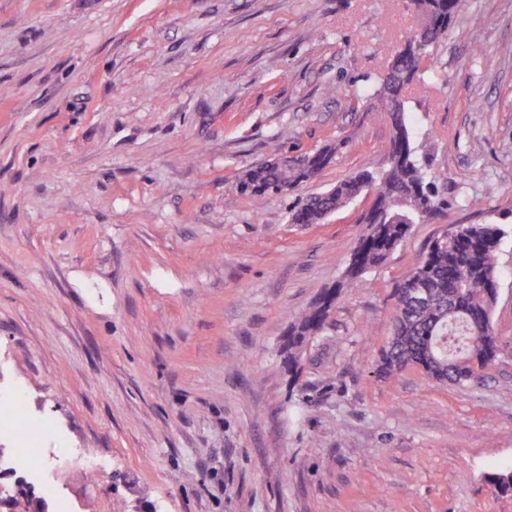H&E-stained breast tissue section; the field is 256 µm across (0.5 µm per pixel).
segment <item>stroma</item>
Masks as SVG:
<instances>
[{"instance_id": "1", "label": "stroma", "mask_w": 512, "mask_h": 512, "mask_svg": "<svg viewBox=\"0 0 512 512\" xmlns=\"http://www.w3.org/2000/svg\"><path fill=\"white\" fill-rule=\"evenodd\" d=\"M408 88L448 207L337 300L366 191L318 224L298 197L385 165L386 113L355 108L415 28L404 0H0V394L52 430L33 472L0 431V484L48 512H512V0H463ZM345 140L262 207L239 175ZM496 224L499 353L450 386L382 377L393 288L430 242ZM81 448L102 472L65 462Z\"/></svg>"}]
</instances>
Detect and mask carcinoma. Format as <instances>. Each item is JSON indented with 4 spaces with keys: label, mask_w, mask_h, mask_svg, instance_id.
I'll list each match as a JSON object with an SVG mask.
<instances>
[{
    "label": "carcinoma",
    "mask_w": 512,
    "mask_h": 512,
    "mask_svg": "<svg viewBox=\"0 0 512 512\" xmlns=\"http://www.w3.org/2000/svg\"><path fill=\"white\" fill-rule=\"evenodd\" d=\"M461 0H407L416 17L411 42L420 53H395V76L381 77L371 93L394 128L389 166L382 173L362 171L331 190L309 196L291 210L294 224H318L370 188L376 199L362 217L365 231L350 255L342 280L296 318L288 329V371L295 372L309 341L324 327L343 290L352 288L371 269L383 264L404 240L413 224L426 221L447 206L438 193L439 177L430 171L426 154L416 143L407 117L403 89L427 71L434 48L448 37ZM338 147L330 145L306 154L307 164L255 166L237 180V190L256 203L290 191L316 178L334 160ZM503 231L496 224H467L444 242L429 244L410 273L395 290V339L381 352L378 373L392 375L409 367L439 365L446 382L463 386L479 378L497 357V338L491 327L499 269L496 254ZM486 481L501 494L512 493V471L489 473Z\"/></svg>",
    "instance_id": "carcinoma-1"
}]
</instances>
